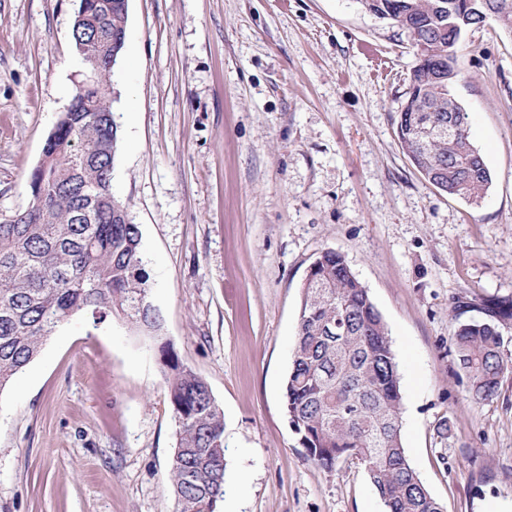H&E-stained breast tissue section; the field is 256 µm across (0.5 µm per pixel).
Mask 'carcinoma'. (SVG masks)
Masks as SVG:
<instances>
[{
	"instance_id": "carcinoma-1",
	"label": "carcinoma",
	"mask_w": 512,
	"mask_h": 512,
	"mask_svg": "<svg viewBox=\"0 0 512 512\" xmlns=\"http://www.w3.org/2000/svg\"><path fill=\"white\" fill-rule=\"evenodd\" d=\"M75 47L96 56L126 27V0H86ZM366 12L406 31L418 62L398 107L397 136L423 179L450 197L478 204L492 179L470 140L452 94L456 47L473 27L491 22L512 33V0H357ZM61 114L32 172V202L0 219V390L38 355L72 314L118 316L146 340L161 336L150 300L142 235L112 194L118 145L108 84L83 82ZM454 306L455 353L473 397L493 399L512 358L504 324L512 301L486 300L480 318ZM177 446L170 461L175 512H213L224 498V413L206 381L161 346ZM284 410L311 460L331 471L346 458L368 474L385 512H444L410 464L403 444L398 361L387 323L346 259L326 249L311 263L284 389Z\"/></svg>"
}]
</instances>
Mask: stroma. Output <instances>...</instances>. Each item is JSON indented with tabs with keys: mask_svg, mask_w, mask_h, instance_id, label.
Segmentation results:
<instances>
[{
	"mask_svg": "<svg viewBox=\"0 0 512 512\" xmlns=\"http://www.w3.org/2000/svg\"><path fill=\"white\" fill-rule=\"evenodd\" d=\"M77 0H0V217L86 70ZM416 50L357 0H129L111 78L112 190L142 234L162 336L224 412L215 512H384L355 460L319 468L284 381L302 284L341 253L387 322L403 439L445 512H512V371L475 401L455 299L512 298V34L469 29L453 94L492 184L429 185L396 112ZM177 426L157 345L80 311L0 390V512H174Z\"/></svg>",
	"mask_w": 512,
	"mask_h": 512,
	"instance_id": "35a3bbf8",
	"label": "stroma"
}]
</instances>
